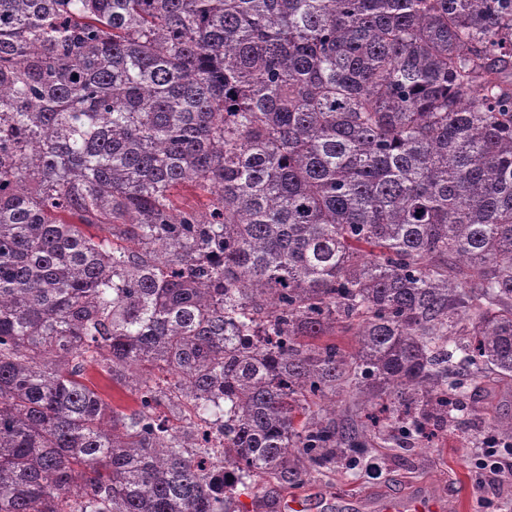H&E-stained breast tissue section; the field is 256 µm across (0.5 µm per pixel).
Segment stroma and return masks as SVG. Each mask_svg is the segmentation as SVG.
Segmentation results:
<instances>
[{"mask_svg": "<svg viewBox=\"0 0 512 512\" xmlns=\"http://www.w3.org/2000/svg\"><path fill=\"white\" fill-rule=\"evenodd\" d=\"M453 426L431 447L410 451L376 440L362 466L337 460L320 475L288 485L269 483L266 496L239 486L237 512H289L288 501L301 496L308 512H352L353 504L419 493L435 495L443 512H512V477L489 480L479 465L483 434L492 414L512 413V390H489L476 377Z\"/></svg>", "mask_w": 512, "mask_h": 512, "instance_id": "stroma-1", "label": "stroma"}]
</instances>
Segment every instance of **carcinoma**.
<instances>
[{
  "instance_id": "obj_1",
  "label": "carcinoma",
  "mask_w": 512,
  "mask_h": 512,
  "mask_svg": "<svg viewBox=\"0 0 512 512\" xmlns=\"http://www.w3.org/2000/svg\"><path fill=\"white\" fill-rule=\"evenodd\" d=\"M465 364L512 388V0H0V512H235ZM210 198L211 195L206 191L191 188L182 189L176 194V201L179 205L192 207L200 214L206 213ZM92 381L98 386V390L114 406L125 408L133 405L132 395L129 390L119 385H112L109 381L99 376L96 372L91 373Z\"/></svg>"
}]
</instances>
